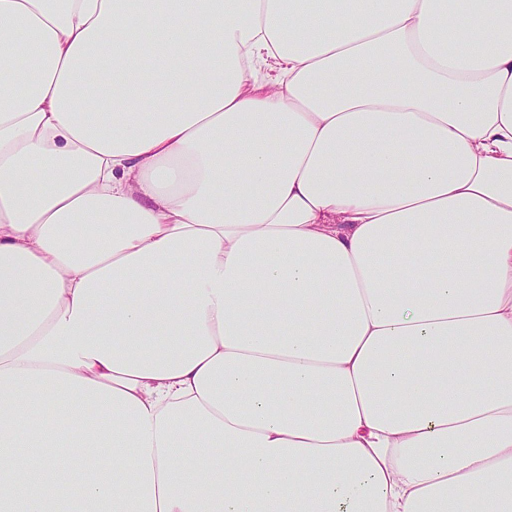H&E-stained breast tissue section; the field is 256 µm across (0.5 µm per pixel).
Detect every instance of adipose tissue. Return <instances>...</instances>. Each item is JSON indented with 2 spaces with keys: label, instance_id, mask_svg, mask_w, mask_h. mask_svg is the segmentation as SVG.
<instances>
[{
  "label": "adipose tissue",
  "instance_id": "ef3b65f1",
  "mask_svg": "<svg viewBox=\"0 0 512 512\" xmlns=\"http://www.w3.org/2000/svg\"><path fill=\"white\" fill-rule=\"evenodd\" d=\"M0 512H512V0H0Z\"/></svg>",
  "mask_w": 512,
  "mask_h": 512
}]
</instances>
